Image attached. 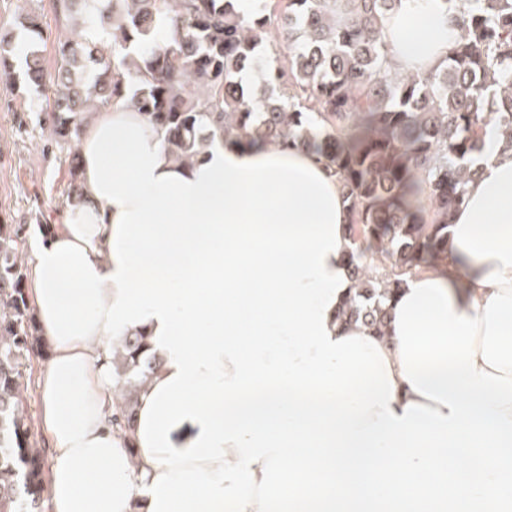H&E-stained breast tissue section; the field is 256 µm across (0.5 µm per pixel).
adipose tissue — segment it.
I'll return each mask as SVG.
<instances>
[{
	"label": "adipose tissue",
	"mask_w": 512,
	"mask_h": 512,
	"mask_svg": "<svg viewBox=\"0 0 512 512\" xmlns=\"http://www.w3.org/2000/svg\"><path fill=\"white\" fill-rule=\"evenodd\" d=\"M449 0H400L390 65L441 68ZM80 197L32 253L51 512H512V151L484 136L447 258L385 336L342 324L349 214L312 150L228 135L178 163L134 108L89 115ZM158 365L130 439L112 346Z\"/></svg>",
	"instance_id": "adipose-tissue-1"
}]
</instances>
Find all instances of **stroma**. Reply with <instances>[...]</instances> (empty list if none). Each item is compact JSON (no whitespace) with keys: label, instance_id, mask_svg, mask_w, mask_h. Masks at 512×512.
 Listing matches in <instances>:
<instances>
[{"label":"stroma","instance_id":"obj_1","mask_svg":"<svg viewBox=\"0 0 512 512\" xmlns=\"http://www.w3.org/2000/svg\"><path fill=\"white\" fill-rule=\"evenodd\" d=\"M27 12L40 19L43 65L53 69L57 25L48 0H0V28ZM41 119L40 101L0 83V222L23 225L27 254L43 225L62 223L69 204L68 153L47 143Z\"/></svg>","mask_w":512,"mask_h":512}]
</instances>
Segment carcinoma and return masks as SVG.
<instances>
[{
    "label": "carcinoma",
    "mask_w": 512,
    "mask_h": 512,
    "mask_svg": "<svg viewBox=\"0 0 512 512\" xmlns=\"http://www.w3.org/2000/svg\"><path fill=\"white\" fill-rule=\"evenodd\" d=\"M399 0H50L63 26L55 69L42 63L38 16L18 19L28 49L0 35V82L42 96L60 149L84 115L131 106L164 134L175 159L229 134L313 149L351 211L355 285L339 312L382 336L405 277L447 256L449 217L477 174L483 135L512 150V0H459L448 63L426 76L389 64L381 22ZM23 227L0 224V512H43L47 463L24 396L39 330L28 302ZM156 366L145 337L112 352L120 433Z\"/></svg>",
    "instance_id": "obj_1"
}]
</instances>
